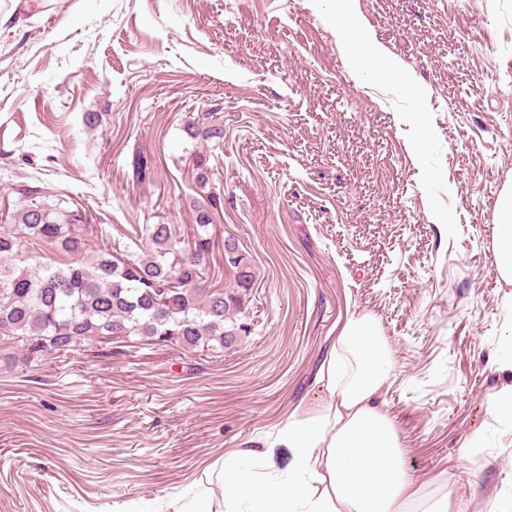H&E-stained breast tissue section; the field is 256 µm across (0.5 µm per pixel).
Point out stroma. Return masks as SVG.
Here are the masks:
<instances>
[{"label":"stroma","mask_w":512,"mask_h":512,"mask_svg":"<svg viewBox=\"0 0 512 512\" xmlns=\"http://www.w3.org/2000/svg\"><path fill=\"white\" fill-rule=\"evenodd\" d=\"M0 0V207L84 208L92 250L141 224L186 232L221 190L207 287L243 299L223 357L89 342L0 360V512H174L208 470L273 446L353 314L393 350L385 410L408 469L448 472L463 512H512V422L487 399L512 335L495 205L512 180V0H357L385 56L354 67L336 0ZM430 130L420 138L413 120ZM96 115L84 126L82 114ZM219 145L190 139L202 114ZM205 154L209 188L196 182ZM155 173L137 181L133 162ZM234 238L254 277L224 260ZM483 431L488 448L460 458Z\"/></svg>","instance_id":"35a3bbf8"}]
</instances>
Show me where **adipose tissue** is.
<instances>
[{
  "mask_svg": "<svg viewBox=\"0 0 512 512\" xmlns=\"http://www.w3.org/2000/svg\"><path fill=\"white\" fill-rule=\"evenodd\" d=\"M496 258L512 285V184L497 203ZM393 350L378 320L351 315L319 366L322 391L313 407L298 406L277 443L290 461L272 476L273 448L244 447L217 470L224 512H457L447 473L426 484L407 472L405 454L383 396L393 373Z\"/></svg>",
  "mask_w": 512,
  "mask_h": 512,
  "instance_id": "obj_1",
  "label": "adipose tissue"
}]
</instances>
